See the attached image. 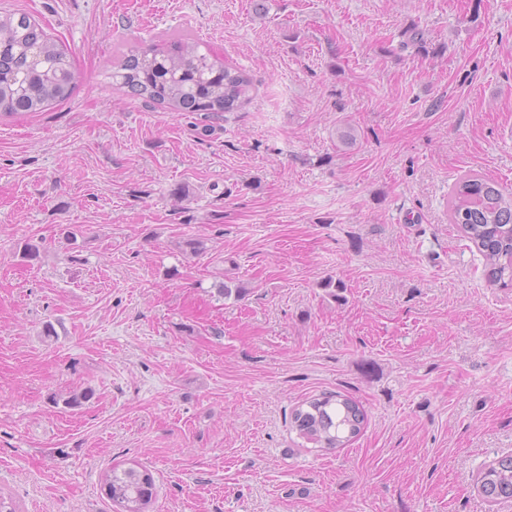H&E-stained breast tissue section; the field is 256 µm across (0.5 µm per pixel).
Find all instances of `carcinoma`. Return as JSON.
Wrapping results in <instances>:
<instances>
[{
  "instance_id": "carcinoma-1",
  "label": "carcinoma",
  "mask_w": 512,
  "mask_h": 512,
  "mask_svg": "<svg viewBox=\"0 0 512 512\" xmlns=\"http://www.w3.org/2000/svg\"><path fill=\"white\" fill-rule=\"evenodd\" d=\"M119 85L146 103L210 120L251 99L253 83L211 50L200 51L191 35L171 36L166 46L129 50L112 74ZM75 76L65 48L29 14L0 15V115L43 112L66 101ZM451 223L481 255L488 278L512 282V197L476 173L461 176L448 197ZM365 413L352 398L322 394L296 406L290 425L324 451L345 448L362 432ZM105 493L117 512H146L154 480L145 469L114 470ZM488 502L512 498V455L486 467L477 479Z\"/></svg>"
}]
</instances>
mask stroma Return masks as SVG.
Returning a JSON list of instances; mask_svg holds the SVG:
<instances>
[{"mask_svg":"<svg viewBox=\"0 0 512 512\" xmlns=\"http://www.w3.org/2000/svg\"><path fill=\"white\" fill-rule=\"evenodd\" d=\"M7 12L67 46L75 81L0 118L1 495L110 512L106 474L137 465L149 512H512L475 489L512 455V285L448 220L465 173L512 194V0ZM182 32L254 85L206 134L112 83L123 50ZM334 392L366 422L321 454L289 415Z\"/></svg>","mask_w":512,"mask_h":512,"instance_id":"1","label":"stroma"}]
</instances>
